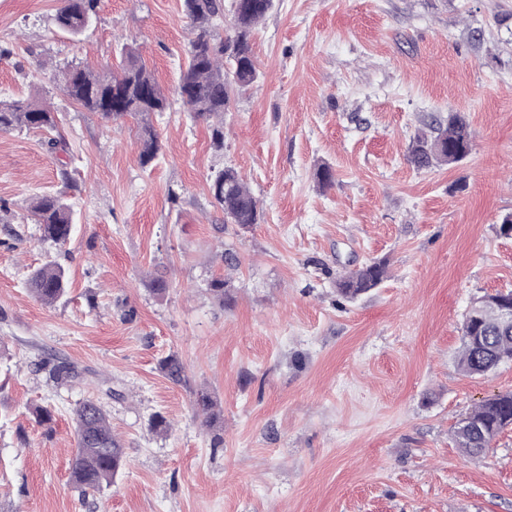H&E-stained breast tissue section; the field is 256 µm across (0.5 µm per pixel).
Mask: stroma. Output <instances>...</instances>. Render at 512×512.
I'll list each match as a JSON object with an SVG mask.
<instances>
[{
  "label": "stroma",
  "mask_w": 512,
  "mask_h": 512,
  "mask_svg": "<svg viewBox=\"0 0 512 512\" xmlns=\"http://www.w3.org/2000/svg\"><path fill=\"white\" fill-rule=\"evenodd\" d=\"M60 5L0 0V98L51 105L66 141L0 132V512H512V429L478 458L453 441L462 415L512 392V362L485 376L457 364L472 302L512 290V238L496 232L512 214V0H275L220 150L175 92L183 0H99L77 38L55 27ZM127 47L170 102L151 117L162 150L148 168L133 119L103 121L50 79L71 60L118 66ZM452 112L469 155L416 168L413 137ZM226 167L261 223H225L210 178ZM60 191L76 229L56 245L29 203ZM374 259L384 281L338 296L339 275ZM51 260L68 286L46 305L26 281ZM219 277L223 302L208 290ZM171 355L185 382L163 370ZM58 362L79 379L50 381ZM87 399L126 463L84 497L69 467Z\"/></svg>",
  "instance_id": "35a3bbf8"
}]
</instances>
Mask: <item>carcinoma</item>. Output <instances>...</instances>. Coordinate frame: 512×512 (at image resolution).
Segmentation results:
<instances>
[{
  "label": "carcinoma",
  "instance_id": "carcinoma-1",
  "mask_svg": "<svg viewBox=\"0 0 512 512\" xmlns=\"http://www.w3.org/2000/svg\"><path fill=\"white\" fill-rule=\"evenodd\" d=\"M98 0H62L54 20L71 36L81 35L96 15ZM190 19L191 38L188 65L182 72L177 94L193 117L210 124L212 141L224 145V112L232 95L253 84L257 65L252 38L255 26L272 10L274 0H232L230 28L225 37L214 33V20L224 13V0H184ZM52 79L72 101L104 119L132 117L141 128L139 159L142 166L153 163L159 153L158 138L151 115L168 108V98L147 69L138 53L130 48L122 52L119 72L95 71L88 67L64 66L52 71ZM54 132L59 129L58 113L28 99L0 101V131L17 128ZM430 131L417 134L409 149V160L418 169L458 162L448 149L471 151V133L463 118L448 114L447 122L429 125ZM213 197L224 212V222L249 226L258 224L263 213L258 200L239 172L226 167L211 181ZM30 216L38 224L42 238L58 245L67 243L74 230L73 212L65 202V193L45 194L34 199ZM387 275L385 261H373L349 271L336 280L337 293L354 299L376 287ZM26 287L45 304L61 299L67 290L65 270L53 263L37 269ZM512 300V291L487 294L479 299V308H470L461 327L458 365L468 375H484L500 364L512 361V325L502 323L498 307ZM162 368L175 382L184 379V366L171 355ZM56 383L75 377L74 369L58 363L48 369ZM196 405L205 415L206 425L217 419L214 401L201 394ZM77 448L71 463L70 483L82 495L112 485L125 462V448L112 433V425L103 405L86 401L74 411ZM512 426V393L488 398L463 415L454 428V439L468 458L484 454L493 440Z\"/></svg>",
  "mask_w": 512,
  "mask_h": 512
}]
</instances>
